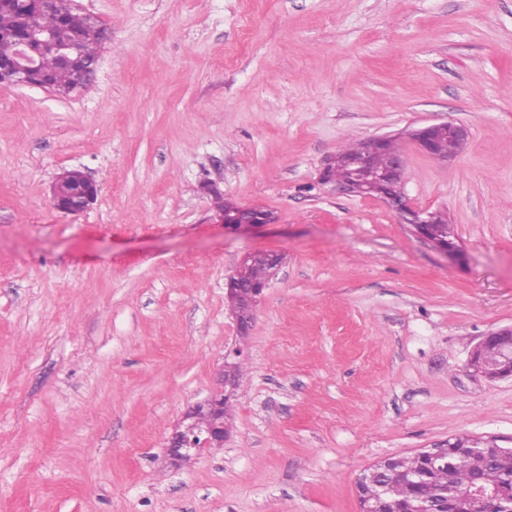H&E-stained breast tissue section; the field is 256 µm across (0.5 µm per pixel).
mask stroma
<instances>
[{"label": "stroma", "mask_w": 512, "mask_h": 512, "mask_svg": "<svg viewBox=\"0 0 512 512\" xmlns=\"http://www.w3.org/2000/svg\"><path fill=\"white\" fill-rule=\"evenodd\" d=\"M108 39L66 97L0 86V512H359V474L458 434L512 448V381L466 370L512 325V0H76ZM455 121L453 160L405 133ZM399 138L451 259L320 184ZM99 186L82 214L58 173ZM224 198L277 221L234 230ZM277 251L248 334L226 283ZM229 434L167 439L232 348ZM80 172V182L76 188L70 191V195L62 198L61 192L67 190L65 185L59 186L63 178L66 176L67 171H62L56 177L51 186L50 204L51 206L61 212L68 214H79L90 208L98 196V187L91 177L84 172Z\"/></svg>", "instance_id": "obj_1"}]
</instances>
